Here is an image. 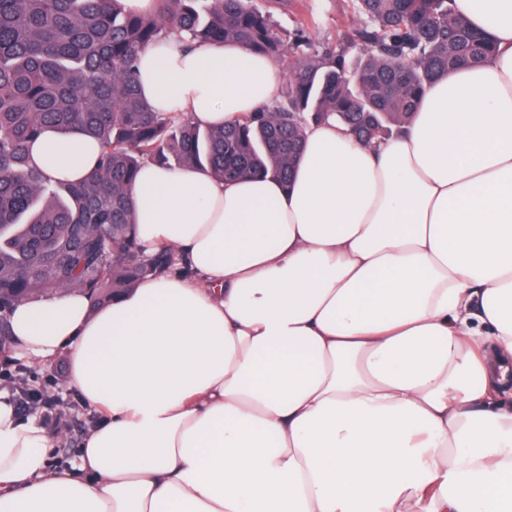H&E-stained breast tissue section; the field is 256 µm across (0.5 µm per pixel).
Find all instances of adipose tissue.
<instances>
[{
	"mask_svg": "<svg viewBox=\"0 0 512 512\" xmlns=\"http://www.w3.org/2000/svg\"><path fill=\"white\" fill-rule=\"evenodd\" d=\"M495 44L370 147L309 126L290 184L144 164L147 250L189 267L100 306L18 303L15 359L65 357L97 419L75 460L0 400V512H512V0H454ZM283 73L239 44L141 52L157 112L221 126ZM79 182L100 146L32 147Z\"/></svg>",
	"mask_w": 512,
	"mask_h": 512,
	"instance_id": "obj_1",
	"label": "adipose tissue"
}]
</instances>
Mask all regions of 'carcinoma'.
Listing matches in <instances>:
<instances>
[{"instance_id":"1","label":"carcinoma","mask_w":512,"mask_h":512,"mask_svg":"<svg viewBox=\"0 0 512 512\" xmlns=\"http://www.w3.org/2000/svg\"><path fill=\"white\" fill-rule=\"evenodd\" d=\"M353 2L368 19L354 65L347 48L304 38L308 19L287 37L253 0H156L149 14L124 0H0V336L19 302L79 290L97 304L177 269L172 249L147 254L137 241L129 190L143 164L286 183L308 124L389 138L436 80L493 52L452 0ZM172 36L288 60L281 99L219 127L153 111L137 88L138 56ZM47 130L96 140L97 169L79 183L51 180L30 155Z\"/></svg>"}]
</instances>
